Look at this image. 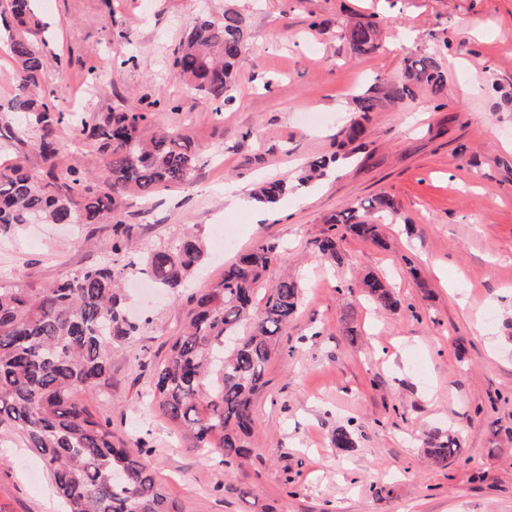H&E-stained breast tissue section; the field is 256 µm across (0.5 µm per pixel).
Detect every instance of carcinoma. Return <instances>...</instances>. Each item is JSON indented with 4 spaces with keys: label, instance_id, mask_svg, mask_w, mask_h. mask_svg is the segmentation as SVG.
Here are the masks:
<instances>
[{
    "label": "carcinoma",
    "instance_id": "obj_1",
    "mask_svg": "<svg viewBox=\"0 0 512 512\" xmlns=\"http://www.w3.org/2000/svg\"><path fill=\"white\" fill-rule=\"evenodd\" d=\"M379 24L360 21L346 40L353 54L378 47ZM51 22L40 0H5L0 6V41L7 47L17 93L9 111L41 132L39 173L0 163V236L21 226L97 224L125 221V198L148 199L168 187L193 183L200 154L178 130H162L146 140V109L130 105L95 119L84 112H64L43 90L49 61ZM250 37L243 14L233 6L224 13L197 18L172 62L173 75L203 95L221 113L233 101L232 74ZM445 75L437 59L424 55L408 61L405 80L356 100L363 114L411 97L415 89L443 90ZM61 125L86 136L104 157L107 178L98 185L76 168L58 170L61 147L52 137ZM286 192L280 181L268 182L253 199L274 205ZM397 206L385 196L351 207L329 219L322 236L312 241L322 257L341 263L336 226L376 245L383 244L377 214ZM115 264L89 266L42 288L0 283V447L21 440L42 462L56 496L67 512H180L148 464L145 442L134 448L112 435L109 422L81 403L76 394L105 385L113 345L139 326L122 311L120 285L130 271L147 276L160 288L182 286L204 263L201 241L191 233L151 250L142 261L116 238ZM278 244L266 242L224 266L212 288L192 298L193 308L166 358L154 366L151 393L164 417L190 448L226 468L240 467L251 454L255 424L254 396L265 386L271 359L280 351L281 332L300 306L298 283L286 274L264 289L266 271L281 262ZM360 288L379 309L395 311L400 302L384 278L365 275ZM333 445L350 452L354 433L336 428ZM424 451L431 463L446 468L459 456L453 433H428Z\"/></svg>",
    "mask_w": 512,
    "mask_h": 512
}]
</instances>
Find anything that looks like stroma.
Here are the masks:
<instances>
[{
    "label": "stroma",
    "mask_w": 512,
    "mask_h": 512,
    "mask_svg": "<svg viewBox=\"0 0 512 512\" xmlns=\"http://www.w3.org/2000/svg\"><path fill=\"white\" fill-rule=\"evenodd\" d=\"M231 1L251 38L236 101L216 115L171 62L194 19ZM49 2L50 50L64 63L43 86L59 108L99 118L141 99L152 105L144 137L176 128L201 154L191 186L127 200L125 224L142 255L193 228L206 262L189 287L147 297L127 276L126 306L146 325L116 344L108 387L78 400L109 418L115 438L147 443L181 512H512V0ZM367 18L381 24L380 46L357 56L344 33ZM423 54L438 59L443 91L361 117L355 96L399 85ZM357 121L360 136L338 148ZM55 139L64 166L105 179L91 140L66 127ZM320 157V179L272 208L252 200L259 182L293 180ZM380 195L398 206L384 246L345 235L336 266L313 251L328 218ZM215 224L237 227L220 252ZM112 237L108 222L28 224L0 239V273L40 288L113 262ZM265 241L285 246L301 304L254 400L253 453L231 470L188 449L149 391L190 292ZM368 272L392 282L397 311L362 295ZM341 425L353 452L332 444ZM435 429L454 430L462 450L445 469L424 454ZM0 512H60L28 449L0 448Z\"/></svg>",
    "instance_id": "stroma-1"
}]
</instances>
